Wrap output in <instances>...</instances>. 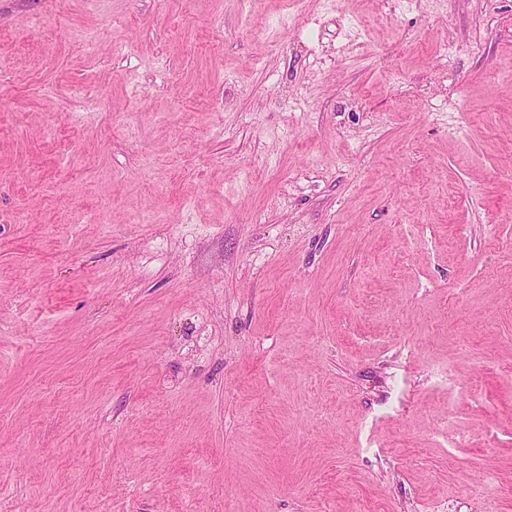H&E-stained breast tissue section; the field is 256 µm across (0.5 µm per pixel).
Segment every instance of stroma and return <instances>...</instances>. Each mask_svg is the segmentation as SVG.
<instances>
[{"instance_id":"stroma-1","label":"stroma","mask_w":512,"mask_h":512,"mask_svg":"<svg viewBox=\"0 0 512 512\" xmlns=\"http://www.w3.org/2000/svg\"><path fill=\"white\" fill-rule=\"evenodd\" d=\"M0 512H512V0H0Z\"/></svg>"}]
</instances>
